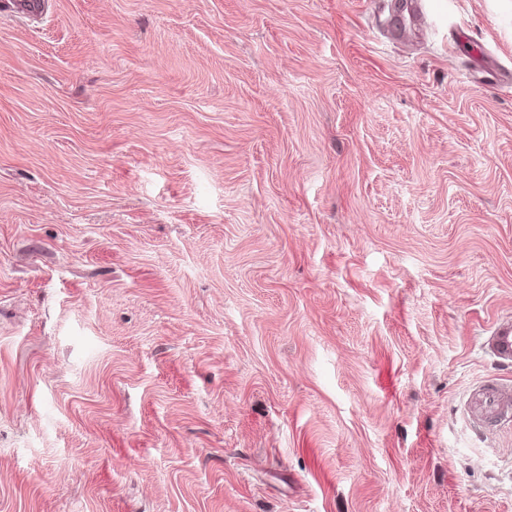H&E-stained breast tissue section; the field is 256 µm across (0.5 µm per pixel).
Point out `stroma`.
I'll list each match as a JSON object with an SVG mask.
<instances>
[{
  "label": "stroma",
  "mask_w": 512,
  "mask_h": 512,
  "mask_svg": "<svg viewBox=\"0 0 512 512\" xmlns=\"http://www.w3.org/2000/svg\"><path fill=\"white\" fill-rule=\"evenodd\" d=\"M0 4V512H512V0ZM487 345L491 353L502 364L512 362V321L501 320L494 324ZM467 418L485 422L512 414V385L495 383L474 389L466 401Z\"/></svg>",
  "instance_id": "stroma-1"
}]
</instances>
